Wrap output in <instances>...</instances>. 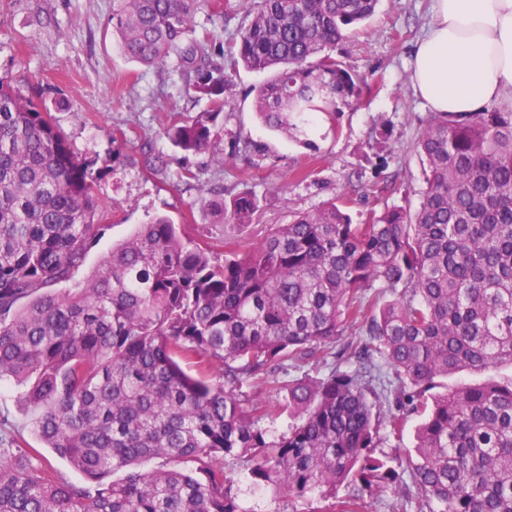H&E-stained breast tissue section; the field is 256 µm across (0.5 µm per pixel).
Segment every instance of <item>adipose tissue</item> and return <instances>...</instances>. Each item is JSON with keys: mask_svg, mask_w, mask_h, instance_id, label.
Here are the masks:
<instances>
[{"mask_svg": "<svg viewBox=\"0 0 512 512\" xmlns=\"http://www.w3.org/2000/svg\"><path fill=\"white\" fill-rule=\"evenodd\" d=\"M410 80L435 112L512 110V0H434Z\"/></svg>", "mask_w": 512, "mask_h": 512, "instance_id": "obj_1", "label": "adipose tissue"}]
</instances>
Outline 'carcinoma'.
I'll list each match as a JSON object with an SVG mask.
<instances>
[{
	"label": "carcinoma",
	"instance_id": "carcinoma-1",
	"mask_svg": "<svg viewBox=\"0 0 512 512\" xmlns=\"http://www.w3.org/2000/svg\"><path fill=\"white\" fill-rule=\"evenodd\" d=\"M378 2L255 0L235 44L243 68L273 72L254 97L266 126L310 147L314 115L334 121L360 103L370 85L330 50ZM202 9L227 19L234 6L112 0L110 18L126 58L172 68L212 99L215 111L166 131L187 155L217 154L228 85L210 35L196 32ZM417 147L425 186L413 210L386 204L355 224L345 192L257 250L225 243L221 262L157 217L57 291L103 234L96 160L1 76L0 381L23 387L34 433L91 483L64 481L37 448H0V512H247L230 461L290 498L334 499L344 485L338 512H369L412 485L419 512H512V378L445 384L512 366V112H434ZM197 190L218 220L252 223L253 196ZM347 331L364 343L336 350ZM305 366L326 373L262 398ZM280 412L295 422L271 438L262 420ZM412 415L415 458L375 455ZM149 459L158 467L133 469Z\"/></svg>",
	"mask_w": 512,
	"mask_h": 512
}]
</instances>
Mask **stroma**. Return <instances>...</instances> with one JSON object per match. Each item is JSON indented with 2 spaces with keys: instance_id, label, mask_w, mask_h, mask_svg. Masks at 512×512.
Listing matches in <instances>:
<instances>
[{
  "instance_id": "stroma-1",
  "label": "stroma",
  "mask_w": 512,
  "mask_h": 512,
  "mask_svg": "<svg viewBox=\"0 0 512 512\" xmlns=\"http://www.w3.org/2000/svg\"><path fill=\"white\" fill-rule=\"evenodd\" d=\"M112 0H0V76L39 96L76 155L107 161L95 182L107 211L106 231L88 252L76 274L83 281L114 243L130 236L155 216L183 225L196 242L223 257L225 242L238 252L258 249L270 228L288 223L359 185L351 211L361 217L377 207L370 188L394 182L391 205L416 207L423 185L424 159L416 142L429 108L414 95L409 62L432 18V0H381L363 31L337 45L334 54L348 70L367 77L371 90L361 103L336 120L319 119L304 147L264 125L253 111V89L267 76L251 72L226 53L224 70L232 82L224 94L218 124L223 160L211 154L184 156L165 134L173 121L185 122L211 110L208 99L194 100L168 73L140 66L122 56L109 19ZM183 111L169 109V96ZM246 137L257 153H235L237 137ZM164 159L159 171L143 165L144 150ZM198 181L223 188L225 197L256 196L255 220L247 228L217 222L196 202ZM32 411L12 381L0 383V446L14 442L40 449L42 463L63 480L84 477L52 449L42 447L29 420ZM254 512H328V501L246 494Z\"/></svg>"
}]
</instances>
